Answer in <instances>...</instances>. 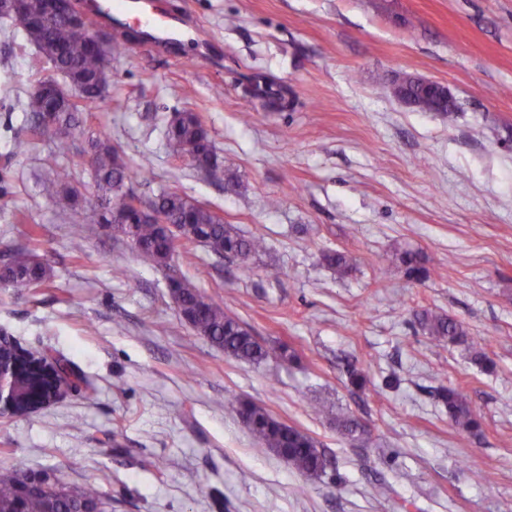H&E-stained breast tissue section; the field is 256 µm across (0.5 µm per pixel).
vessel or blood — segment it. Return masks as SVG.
Listing matches in <instances>:
<instances>
[{
  "mask_svg": "<svg viewBox=\"0 0 512 512\" xmlns=\"http://www.w3.org/2000/svg\"><path fill=\"white\" fill-rule=\"evenodd\" d=\"M92 15L107 26L138 20L146 42L157 47L197 39L182 19L164 12L161 0H97Z\"/></svg>",
  "mask_w": 512,
  "mask_h": 512,
  "instance_id": "b4317fda",
  "label": "vessel or blood"
}]
</instances>
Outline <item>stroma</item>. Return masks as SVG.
<instances>
[{
    "label": "stroma",
    "instance_id": "1",
    "mask_svg": "<svg viewBox=\"0 0 512 512\" xmlns=\"http://www.w3.org/2000/svg\"><path fill=\"white\" fill-rule=\"evenodd\" d=\"M205 31L192 44L129 49L112 34L105 96L55 152L53 132L11 158L45 58L0 20V266L35 249L51 269L37 291L0 289V333L70 361L96 390L0 416V466L99 484L112 512H512V0H164ZM445 84L459 112L404 105L398 73ZM197 112L228 173L211 180L175 157L172 113ZM126 165L145 202L179 191L266 250L244 273L199 245L164 270L86 214L42 196L52 171L95 201L89 135ZM429 272L409 276L395 247ZM357 262L341 276L327 251ZM277 277H267L266 268ZM183 277L258 336L270 358L224 355L183 321ZM460 321L493 361L435 343L415 315ZM294 359L280 355L281 347ZM366 377L352 384L349 371ZM463 389L482 429L454 427L437 398ZM245 398L324 448L308 478L255 442L232 407ZM369 440L351 444L336 418ZM475 470L495 480L476 484Z\"/></svg>",
    "mask_w": 512,
    "mask_h": 512
}]
</instances>
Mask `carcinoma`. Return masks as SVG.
I'll return each instance as SVG.
<instances>
[{
	"label": "carcinoma",
	"instance_id": "carcinoma-1",
	"mask_svg": "<svg viewBox=\"0 0 512 512\" xmlns=\"http://www.w3.org/2000/svg\"><path fill=\"white\" fill-rule=\"evenodd\" d=\"M14 25L20 28L75 90V100L62 98L56 105L55 130L57 151H69L68 135L72 128L82 123V112L100 100L107 87L112 65V49L98 51L92 46L94 32L88 23H74L65 17L45 22L36 12L33 0H19ZM418 109L424 112H443L451 115L455 107H441L434 96L416 94ZM29 108L34 116L32 135L47 131L41 113L45 103L37 92H32ZM167 135L176 154L190 157L210 178L221 181L224 166L213 150L208 133L199 117L190 110L175 112L169 119ZM91 166L98 191L96 206L105 209L102 219L107 228L117 227L128 235L143 260L169 268L175 255L170 251V240L180 236L218 255H230L249 269L252 260L265 250L261 237L246 238L232 224L210 208L179 193L176 190L162 192L148 203L154 213L164 217V222L150 215L139 218L133 224H122L118 219L127 209L125 200L133 193L135 177L149 170L150 161L145 159L137 167L129 168L112 145L98 136L89 137ZM43 196L76 219L82 215L78 207V190L58 174L45 179L40 186ZM399 259L409 274L421 280L427 277L417 254L410 250L399 252ZM322 261L343 276L356 268L355 259L346 251L327 252ZM49 267L32 251H21L13 261L0 270V287L33 290L50 280ZM178 298L181 300L182 318L201 336L224 351V355L260 365L269 355L266 345L254 336L233 316L224 312V306L208 297L189 280L174 279ZM423 331L438 346L467 344L472 359L483 364L486 353L475 343H467L463 325L450 317L436 315L427 309L417 314ZM439 396L448 409V417L465 432L479 430L473 401L456 387L440 389ZM237 413L247 420L253 438L264 448L283 449L282 459L304 476L319 477L326 472L328 460L316 441L295 427L281 423L261 406L245 400L237 401ZM339 432L359 441L366 434L365 426L352 416L336 420ZM40 486L34 491L21 492L27 473L14 468H0V512H107L109 497L94 484L60 488L50 480L48 472L37 473Z\"/></svg>",
	"mask_w": 512,
	"mask_h": 512
}]
</instances>
